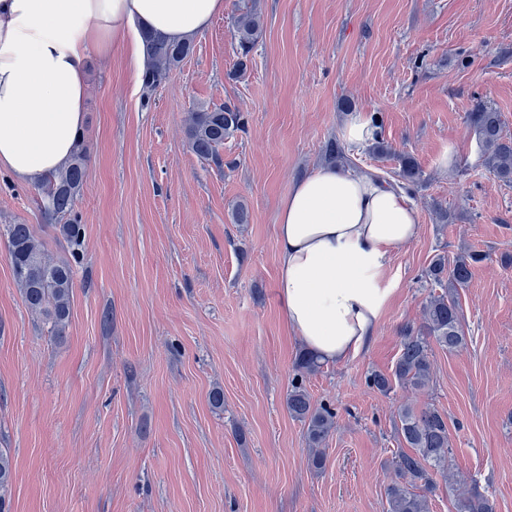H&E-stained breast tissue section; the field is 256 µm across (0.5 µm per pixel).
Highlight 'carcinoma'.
<instances>
[{
	"label": "carcinoma",
	"instance_id": "carcinoma-1",
	"mask_svg": "<svg viewBox=\"0 0 512 512\" xmlns=\"http://www.w3.org/2000/svg\"><path fill=\"white\" fill-rule=\"evenodd\" d=\"M234 40L238 54V67L245 61L261 36L260 18L247 12L237 18ZM147 59L141 74L143 104L149 105L157 89L194 52V41L169 42L159 36H145ZM469 125L482 153L484 165L502 179L512 180V137L503 134L500 113L481 106L468 115ZM245 130V117L234 105L223 103L200 107L190 112L188 140L192 151L202 160L215 166L223 165L220 148L224 140ZM328 161L347 160L345 147L336 139H329L324 147ZM88 175L87 161L82 144L75 146L68 166L38 184L41 190V208L57 223L60 234L68 241L79 244L83 225L75 210L76 201ZM397 185L405 188L420 181V170L411 157L402 160L396 173ZM9 254L14 275L22 289L23 299L33 313L44 314L51 322V333L62 336L68 325L73 290V268L68 263L51 260L42 241L27 224L6 226ZM481 261L475 252L455 257L438 254L430 263L427 276L442 287V292H431L422 309L423 321L418 328L409 327L401 340L400 355L392 374L373 372L368 381L371 387L388 393L393 383L411 391H421L432 379V345L454 353L464 348L466 336L460 307L453 290L465 287L474 264ZM290 414L307 424L308 440L314 454L312 466L321 470L326 458L320 450L333 429V413L316 408L307 391L295 384L288 393ZM396 432L409 451L395 456L393 465L396 480L387 488L388 512H429L427 497L414 492L418 487L429 488L433 474L448 475V486L455 492L456 512H495V504L481 492L476 482L463 488L448 474V418L437 408H416L410 404L399 407ZM12 475V460L0 450V502L8 491Z\"/></svg>",
	"mask_w": 512,
	"mask_h": 512
}]
</instances>
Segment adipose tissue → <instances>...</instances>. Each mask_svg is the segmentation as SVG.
Returning <instances> with one entry per match:
<instances>
[{
	"label": "adipose tissue",
	"mask_w": 512,
	"mask_h": 512,
	"mask_svg": "<svg viewBox=\"0 0 512 512\" xmlns=\"http://www.w3.org/2000/svg\"><path fill=\"white\" fill-rule=\"evenodd\" d=\"M224 0H0V169L37 182L65 167L85 120L91 49L146 60L143 31L180 42ZM407 193L369 170L326 164L279 204L276 288L290 331L322 360L365 349L397 283L394 248L418 234Z\"/></svg>",
	"instance_id": "1"
}]
</instances>
